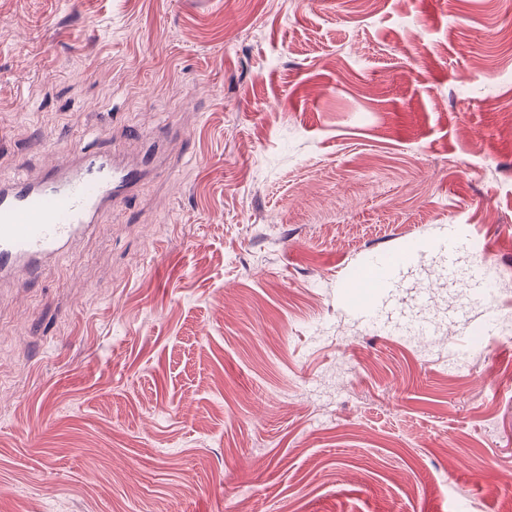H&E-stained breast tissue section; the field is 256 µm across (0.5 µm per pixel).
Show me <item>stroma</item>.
Returning a JSON list of instances; mask_svg holds the SVG:
<instances>
[{"mask_svg": "<svg viewBox=\"0 0 512 512\" xmlns=\"http://www.w3.org/2000/svg\"><path fill=\"white\" fill-rule=\"evenodd\" d=\"M508 31L512 0H0V178L172 140L0 283V512H501L512 341L471 270L512 271ZM421 243L409 241L400 248L373 252L368 263L358 267L348 280L347 288H370V296L362 303L353 302V307L367 311L377 297L390 288L396 273L419 252Z\"/></svg>", "mask_w": 512, "mask_h": 512, "instance_id": "35a3bbf8", "label": "stroma"}]
</instances>
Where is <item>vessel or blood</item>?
Returning a JSON list of instances; mask_svg holds the SVG:
<instances>
[{"label":"vessel or blood","mask_w":512,"mask_h":512,"mask_svg":"<svg viewBox=\"0 0 512 512\" xmlns=\"http://www.w3.org/2000/svg\"><path fill=\"white\" fill-rule=\"evenodd\" d=\"M69 153L70 162L53 160L39 177L0 181V280L37 278L88 225L125 203L156 167L155 154L148 152L133 161L78 145ZM420 248V242L409 241L393 251L373 252L353 272L349 287L370 291L360 311L370 308Z\"/></svg>","instance_id":"b4317fda"}]
</instances>
